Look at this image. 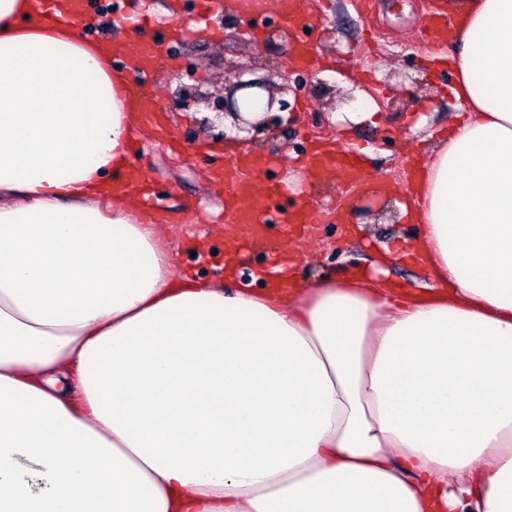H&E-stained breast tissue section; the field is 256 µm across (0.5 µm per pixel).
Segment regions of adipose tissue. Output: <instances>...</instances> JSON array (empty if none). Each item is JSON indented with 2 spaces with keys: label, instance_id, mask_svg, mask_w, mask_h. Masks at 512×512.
Instances as JSON below:
<instances>
[{
  "label": "adipose tissue",
  "instance_id": "1",
  "mask_svg": "<svg viewBox=\"0 0 512 512\" xmlns=\"http://www.w3.org/2000/svg\"><path fill=\"white\" fill-rule=\"evenodd\" d=\"M96 21L0 0V512H512V0L458 9L413 288L175 275Z\"/></svg>",
  "mask_w": 512,
  "mask_h": 512
}]
</instances>
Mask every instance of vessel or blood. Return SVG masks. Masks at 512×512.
I'll return each mask as SVG.
<instances>
[{"label":"vessel or blood","mask_w":512,"mask_h":512,"mask_svg":"<svg viewBox=\"0 0 512 512\" xmlns=\"http://www.w3.org/2000/svg\"><path fill=\"white\" fill-rule=\"evenodd\" d=\"M280 14L290 30L302 32L311 26L307 0H280ZM454 25V16L448 10L447 0H428L425 23L421 31L422 44L427 47L441 45L451 36ZM151 84L150 71L139 70L128 82L127 94L136 102L143 121L156 126L160 123V108L152 95ZM259 166V161L242 155L227 162L224 170L214 175L216 183L224 187V211L227 217L231 222L240 225L242 240L249 242L260 239L267 224L276 219L273 218L268 204L284 194L282 187L276 186L266 194L264 201L253 200L249 174ZM305 168L313 178L318 177L324 170L336 168L344 173L353 188L378 193L388 190L387 185L371 182L356 152L346 148L326 149L318 145L312 146L306 155ZM277 219L291 231L300 225L319 223L321 214L311 207L303 206L282 211Z\"/></svg>","instance_id":"b4317fda"}]
</instances>
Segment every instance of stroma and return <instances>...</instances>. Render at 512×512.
<instances>
[{
    "instance_id": "1",
    "label": "stroma",
    "mask_w": 512,
    "mask_h": 512,
    "mask_svg": "<svg viewBox=\"0 0 512 512\" xmlns=\"http://www.w3.org/2000/svg\"><path fill=\"white\" fill-rule=\"evenodd\" d=\"M164 11L165 26L132 32L133 45L154 40L160 65L152 92L162 115L163 130L146 124L139 134L135 156L154 190V202L167 213L162 226L163 246L173 259L175 273L191 271L208 279L224 277L219 255L230 225L224 217V198L212 186L213 168L233 152H258L270 158L260 171L262 185L281 182L283 175L301 179L298 193L276 201L279 209L314 205L327 211L324 223L286 236L282 225L265 229V247L241 249L238 268L244 275L266 267L271 255L297 249L302 258L296 282L318 274H338L363 263L374 246L412 237L418 227L400 215V195L349 189L342 171L329 169L319 179L303 178L300 160L311 140L338 137L334 116L339 112H378L379 125L352 126L349 140L361 147V163L374 181L406 184V159L422 161L435 141L447 138L462 106L451 87L450 66L427 68L418 42L424 0H374L369 16L360 15L353 0H316L312 25L305 39L316 60L313 68L285 69L274 26L261 23L260 35L232 38L245 18L226 10L212 14L205 29L181 32L183 20L198 16L197 0H181L171 12V0H144ZM253 65V75L278 88L283 74L302 80L291 100V121L279 123L248 143L224 140L206 131L201 121L209 111L205 97L218 98L235 80L239 65ZM195 88L203 98L177 106L182 89ZM340 209L345 223L331 212ZM209 241L213 256L197 257L191 244Z\"/></svg>"
}]
</instances>
